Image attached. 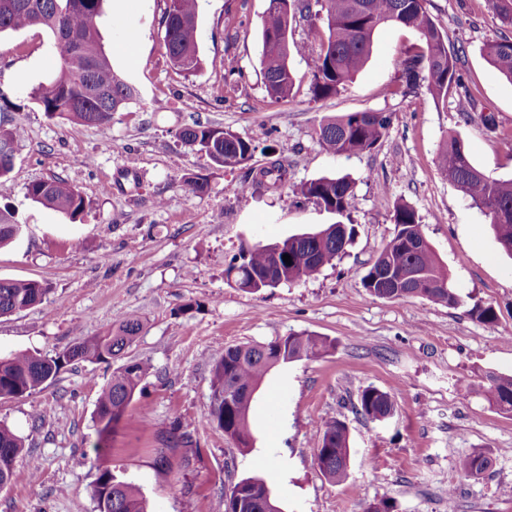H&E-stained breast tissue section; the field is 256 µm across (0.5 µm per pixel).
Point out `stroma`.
<instances>
[{"label":"stroma","instance_id":"35a3bbf8","mask_svg":"<svg viewBox=\"0 0 512 512\" xmlns=\"http://www.w3.org/2000/svg\"><path fill=\"white\" fill-rule=\"evenodd\" d=\"M267 0H200L202 66L176 71L163 43L162 0H105L104 49L138 98L95 127L47 117L30 97L52 76L58 55L48 31L0 34V120L21 125L12 172L0 178V208L25 230L0 248V279L37 280L44 301L0 317V356H53L109 330L118 315L143 328L129 351L149 374L101 464L138 486L149 512H224V492L262 479L284 512H364L385 499L395 512H512V413L489 404L487 373L512 375V257L490 219L440 172L443 139L459 135L492 179H512V83L486 59V43L512 38L486 0H427L428 12L458 51L462 87L442 102L426 91L392 94L398 65L420 51L413 29L386 25L370 57L338 95L314 98L305 59L295 57L292 94L271 98L261 73ZM476 100L458 106L461 90ZM389 112L373 149L332 156L315 129L323 117ZM231 130L258 150L235 167L214 164L178 137L191 117ZM266 146L287 147L288 182L248 184L266 165ZM205 178L208 189L188 185ZM346 176L354 203L336 214L303 199L300 184ZM61 177L85 210L69 219L34 202L27 187ZM408 204L447 268L455 307L421 298L379 299L361 279L392 237L394 209ZM350 224L346 253L309 280L257 293L229 287L224 270L241 243H269ZM497 313L475 320L474 306ZM307 332L335 341L323 357L279 366L264 380L252 414L255 437L241 450L207 419L216 347L268 343ZM112 370L80 362L46 388L0 400V422L24 441L14 475L0 488V512H96L95 405ZM389 392L395 413L373 420L356 410L363 389ZM344 422L350 477L330 483L314 458L323 419ZM180 427L191 447L171 446ZM491 464L463 477L460 457Z\"/></svg>","mask_w":512,"mask_h":512}]
</instances>
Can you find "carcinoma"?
<instances>
[{
    "label": "carcinoma",
    "instance_id": "obj_1",
    "mask_svg": "<svg viewBox=\"0 0 512 512\" xmlns=\"http://www.w3.org/2000/svg\"><path fill=\"white\" fill-rule=\"evenodd\" d=\"M163 41L172 65L180 72L193 74L201 68L197 28L198 0H163ZM321 10L310 15L308 0H268L261 30V64L267 93L275 99L289 97L294 76L289 61L293 56L310 59L311 91L316 98L336 95L366 64L375 31L384 25L415 30L424 45L421 53L400 64L401 84L393 93L408 96L417 93L420 81H426L427 93L436 102L460 86L457 55L448 49L446 37L426 10V0H320ZM492 15L512 26V0H487ZM103 0H0V33L41 26L53 38L60 68L46 83L31 91V98L49 117L74 120L88 126H105L112 115L134 97V89L114 70L101 43L98 18ZM307 13L311 31L324 32L316 41H297L282 35L292 29L294 13ZM485 55L500 73L512 82V40L487 44ZM392 117L383 112H353L328 116L321 120L318 142L332 155L353 154L373 149L385 136ZM180 139L224 167L236 166L253 157L256 147L232 131L203 125L197 121L183 127ZM24 139L20 125L0 122V146L17 149ZM437 165L448 180L483 210L491 219L501 248L512 257V179L486 176L472 161L463 140L447 137L437 155ZM287 175L285 158L270 161L252 181L256 189H277ZM297 192L313 199L326 210L343 213L353 200L352 183L346 176L321 177L303 183ZM28 196L36 203L62 215L75 217L84 209V199L76 187L61 178L31 183ZM392 238L362 278L365 291L380 299L422 298L455 307L458 295L448 287V271L436 259L424 237L415 210L401 204L393 214ZM353 236L346 224H331L314 233L292 235L278 241L281 254L291 256V264L277 263L264 247L240 246L224 270L225 278H234L243 291L258 292L270 287L265 272L279 264L285 282L297 283L316 276L345 253ZM48 292L37 281L0 280V316L32 307ZM141 319L124 315L115 329L76 343L56 357L19 352L0 358V399L27 396L51 384L60 371L75 361L110 363L128 354L142 330ZM333 342L309 333L290 334L267 344H242L219 347L211 370L212 405L208 420L234 440L239 447L253 443L250 413L266 375L275 367L297 360L319 358L334 349ZM147 374L144 363L128 359L112 371L94 412L98 439L93 445L96 458L107 455L109 439L126 416L142 380ZM231 394L232 400L224 399ZM485 394L498 410L512 412V375L487 376ZM395 411L387 392L365 388L359 396L358 412L375 420H384ZM322 439L317 446L319 470L333 483L349 476L350 446L346 425L337 420L323 423ZM24 448L12 429L0 423V485L13 476L16 458ZM490 465L482 453L459 459V472L470 478L484 473ZM93 496L98 512H148L140 489L116 478L109 468L97 467ZM272 496L267 485L246 478L236 483L226 496L225 512H267Z\"/></svg>",
    "mask_w": 512,
    "mask_h": 512
}]
</instances>
